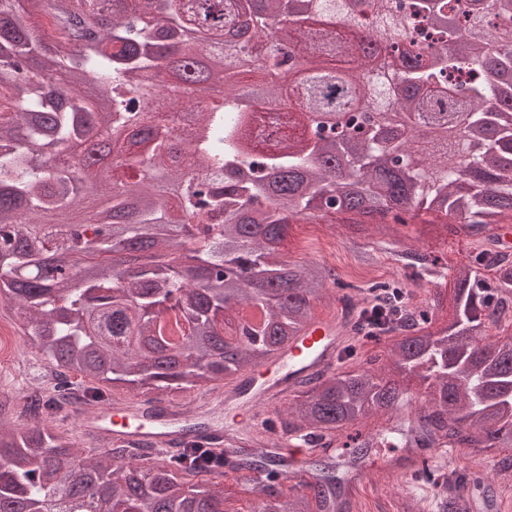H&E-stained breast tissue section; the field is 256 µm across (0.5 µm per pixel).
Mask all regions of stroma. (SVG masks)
I'll list each match as a JSON object with an SVG mask.
<instances>
[{"label": "stroma", "mask_w": 512, "mask_h": 512, "mask_svg": "<svg viewBox=\"0 0 512 512\" xmlns=\"http://www.w3.org/2000/svg\"><path fill=\"white\" fill-rule=\"evenodd\" d=\"M375 247L377 261L366 266L351 247V240ZM396 242L399 249L431 252L440 256L445 266L457 263L485 249V242L465 233H450L437 224H421L415 228H401L382 238L373 228L357 233L344 224H294L280 245L283 254L296 261L324 262L334 268L338 278L352 285V297L362 302L368 287L378 281L404 279L399 265L394 264L387 242ZM405 287L413 296L427 299L434 295L432 283L425 280H407ZM20 314L17 309L0 306V387L24 393L34 387V377L44 365V359L18 336L16 326ZM504 448H493L474 454L468 448L447 451L449 466L470 469L478 462H486L489 472V493L496 498V512H512V497L503 493L504 485H512V470L498 468V461L507 456ZM381 450H372L369 456L354 465L340 466L337 474L342 479L343 508L341 512H424V504L433 495L430 488L412 482L414 457L396 452L395 467H387Z\"/></svg>", "instance_id": "obj_1"}]
</instances>
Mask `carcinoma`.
Instances as JSON below:
<instances>
[{
  "instance_id": "cac0c4a2",
  "label": "carcinoma",
  "mask_w": 512,
  "mask_h": 512,
  "mask_svg": "<svg viewBox=\"0 0 512 512\" xmlns=\"http://www.w3.org/2000/svg\"><path fill=\"white\" fill-rule=\"evenodd\" d=\"M254 70L268 82L250 86ZM391 114L392 134L369 113ZM274 114L301 127L260 140ZM512 215V0H0V301L23 314L44 387L0 388V512L54 502L109 512H336L334 462L288 486L273 440L162 455L118 442L86 458L54 423L108 401L98 383L164 396L273 357L333 284L278 251L296 222L409 226L429 215L495 243ZM439 281L440 258L401 250ZM454 313L410 311L374 285L351 331L384 341L389 370L429 398L387 433L431 448H512V261L490 248L452 268ZM281 433L322 439L412 407L375 368L303 382ZM32 422L13 424L14 413ZM386 433L350 437L349 463ZM265 474L227 507L224 467ZM469 512L473 470L429 469Z\"/></svg>"
}]
</instances>
